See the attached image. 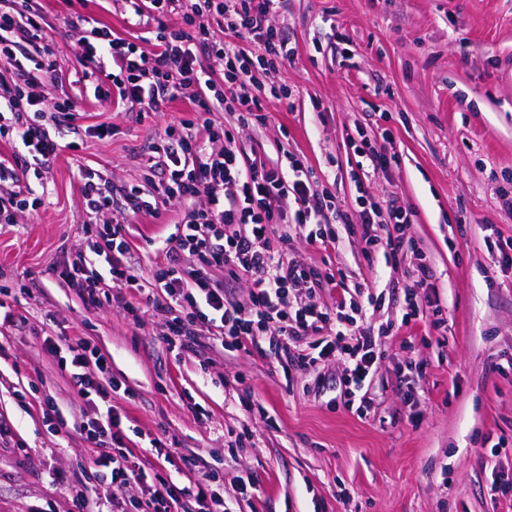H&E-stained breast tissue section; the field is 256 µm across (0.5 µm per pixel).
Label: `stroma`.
<instances>
[{"mask_svg":"<svg viewBox=\"0 0 512 512\" xmlns=\"http://www.w3.org/2000/svg\"><path fill=\"white\" fill-rule=\"evenodd\" d=\"M37 4L71 75L82 70L76 15L133 34L122 0ZM272 23L295 52L260 79L293 95L263 98L265 123L239 133L244 163L300 157L353 221L364 197L412 214L413 247L394 265L345 225H335L332 249L288 229L290 257L342 272L346 290L361 283L384 295L366 314L372 329L392 328L378 339L367 411L348 408L341 362L305 370L269 347L223 351L204 336L172 351L162 317L136 324L118 306L82 302L56 272L90 245L79 168L144 183L150 143L188 105L118 112L81 85L47 88L45 97L74 98L83 124L108 122L114 134L62 149L44 173L43 205L0 226V284L18 317L0 329V512H75L71 487L91 492L100 482L73 428L91 408L46 353L48 336L83 339L108 358L122 386L112 403L127 414L125 445L147 478L185 484L208 465L236 512H512V265L488 249L512 243L502 198L512 193V0H281ZM364 138L384 142L391 162L358 185L352 145ZM167 232L130 218L144 278L164 263L149 240ZM421 256L448 317L440 331L426 317L403 319L398 286ZM411 361L425 364L422 382L408 374ZM49 399L70 435L46 416ZM244 425L240 445L225 441ZM156 439L179 449L175 463L157 454ZM246 475L256 488L237 496Z\"/></svg>","mask_w":512,"mask_h":512,"instance_id":"stroma-1","label":"stroma"}]
</instances>
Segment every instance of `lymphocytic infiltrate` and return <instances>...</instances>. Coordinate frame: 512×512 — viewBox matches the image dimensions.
I'll return each instance as SVG.
<instances>
[{
  "instance_id": "f902f5d3",
  "label": "lymphocytic infiltrate",
  "mask_w": 512,
  "mask_h": 512,
  "mask_svg": "<svg viewBox=\"0 0 512 512\" xmlns=\"http://www.w3.org/2000/svg\"><path fill=\"white\" fill-rule=\"evenodd\" d=\"M136 25L153 28L151 49L120 37L111 26L80 15L79 55L83 74L97 77V100L116 105L135 103L152 111L188 98L193 117L166 126L153 143L147 167L151 186L128 184L92 168L78 171L79 190L88 213L104 215L101 224L86 225L93 239L89 251H75L59 275L78 288L86 306L114 302L134 322L146 310L163 316L164 340L169 348L190 349L201 333L213 335L222 348L249 351L261 341L292 349L293 362L304 369L326 359L345 365L347 386L361 388L372 375L378 341L364 327L365 309L379 298L367 294L366 305L338 295L334 307L292 299L293 291L321 282L335 285L336 275L288 258V225L308 228L310 242L322 247L336 244L328 216L336 207L313 168L290 157L287 168L242 166L235 136L214 113L227 112L238 124L263 122L262 94L285 98L284 86H264L256 70H275L293 55L286 36L269 18L279 0H125ZM177 12L178 26L162 24L163 15ZM233 30L238 38L253 41L245 50L217 39L215 28ZM43 12L29 0H16L12 11L0 14V60L11 67L9 81L0 82V141L12 152L0 156V224H11L18 212L37 210L44 202L30 180L41 177L61 150L58 136L67 133L70 149L82 148L90 138H110L108 123L82 125L71 98L47 104L37 84L55 86L63 74L49 40ZM217 62L224 78L216 85L203 59ZM176 206L172 232L157 242L164 264L151 282H143L139 262L124 222L128 216H158ZM358 227L368 248L382 250L386 261L398 262L409 247L406 210L394 204L362 202ZM109 272L101 274L98 263ZM225 279L239 274L250 279L247 300L229 299L214 283L213 271ZM431 271L419 263L406 285L407 319L431 312L439 330L446 318L427 290ZM318 340L301 341L308 333ZM46 350L68 368L70 382L85 403L102 402L103 413L78 425L94 452L88 465L103 481L95 496L73 493L78 512H234L220 491L215 476L198 472L190 485L164 477L144 483L142 469L124 448L122 415L112 404V393L99 380L109 369L107 358L88 342L58 345L45 338Z\"/></svg>"
}]
</instances>
